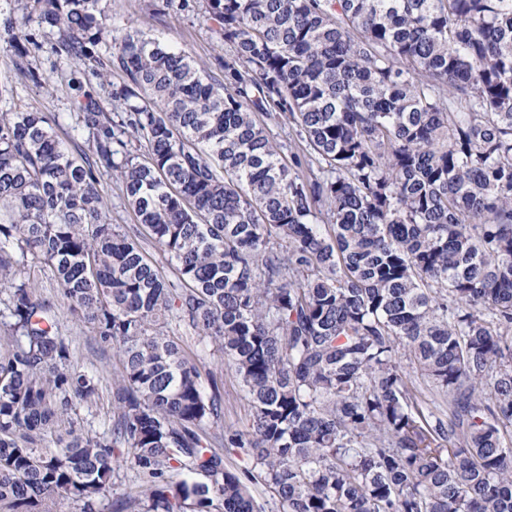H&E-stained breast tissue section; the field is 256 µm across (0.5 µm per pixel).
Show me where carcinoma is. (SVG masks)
<instances>
[{
    "label": "carcinoma",
    "instance_id": "obj_1",
    "mask_svg": "<svg viewBox=\"0 0 512 512\" xmlns=\"http://www.w3.org/2000/svg\"><path fill=\"white\" fill-rule=\"evenodd\" d=\"M5 2L33 84L30 23L122 82L73 85L83 156L46 113H0V505L100 512L127 455L112 512H260L259 486L274 512H512V0H206L221 81L106 0ZM113 179L178 281L112 223ZM30 255L119 357L109 432L77 422L101 380ZM183 325L244 428L210 431ZM183 336H188L186 344L191 350L198 351L202 357V362L207 370H211L216 375L219 391L217 398L221 406V419L218 422V429L230 431L242 429L249 420L251 407L242 397V392L232 372L227 370L225 365L222 367L217 355H213L210 346H203L198 343L196 336L191 335L189 329L181 330Z\"/></svg>",
    "mask_w": 512,
    "mask_h": 512
}]
</instances>
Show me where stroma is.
<instances>
[{"label": "stroma", "instance_id": "obj_1", "mask_svg": "<svg viewBox=\"0 0 512 512\" xmlns=\"http://www.w3.org/2000/svg\"><path fill=\"white\" fill-rule=\"evenodd\" d=\"M108 11L114 27H136L170 47L187 50L206 66L210 75L220 76L216 59L224 55L225 48L214 37V23L209 20L204 6L180 12L166 7L165 0H108ZM30 31L38 41L37 47L30 50L31 60L44 73L46 81L36 85L25 79L16 68L14 54L0 51V84L7 86L6 92L0 95V111L8 110L20 101L29 103L38 111L54 117L59 137L71 153H79L86 148V136L77 126L71 82L80 80L85 88L103 98L108 97L111 88L101 84L91 72H75L68 61L51 54L47 48L51 39L48 29L34 25ZM24 277L38 294L53 303L60 330L71 342L78 363L101 378L103 393L100 399L80 410L85 426L97 432L111 428L109 391L116 367L111 349L97 345L91 327L68 313L58 283L40 260L28 259ZM186 343L201 355L205 367L217 378V398L221 406L219 428L227 431L243 428L249 420L251 408L232 372L222 367L219 357L213 355L208 346L199 345L196 336H188Z\"/></svg>", "mask_w": 512, "mask_h": 512}]
</instances>
